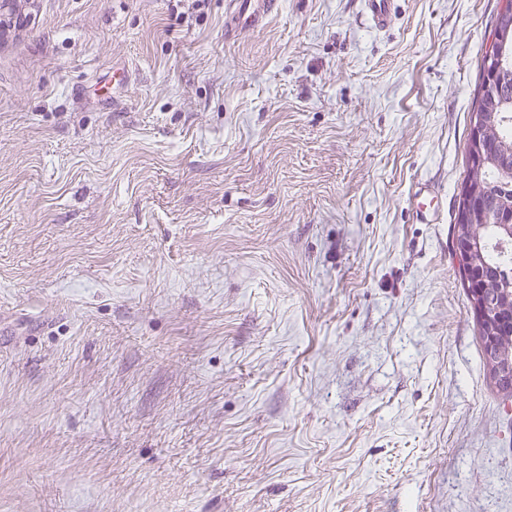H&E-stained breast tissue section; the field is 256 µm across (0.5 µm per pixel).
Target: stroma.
Listing matches in <instances>:
<instances>
[{"label": "stroma", "mask_w": 512, "mask_h": 512, "mask_svg": "<svg viewBox=\"0 0 512 512\" xmlns=\"http://www.w3.org/2000/svg\"><path fill=\"white\" fill-rule=\"evenodd\" d=\"M499 3L228 38L225 0H35L0 53V512H512L452 241ZM432 191L433 188L422 184L413 195V214L419 224H431L434 220L436 208L431 206L433 197L429 200L427 199Z\"/></svg>", "instance_id": "35a3bbf8"}]
</instances>
